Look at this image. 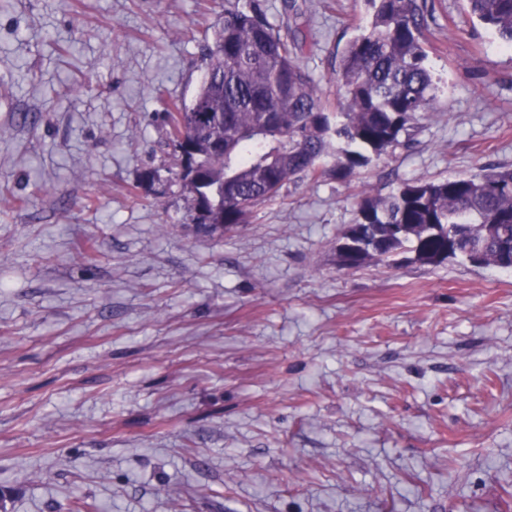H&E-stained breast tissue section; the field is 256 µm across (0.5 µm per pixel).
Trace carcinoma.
Segmentation results:
<instances>
[{
    "instance_id": "carcinoma-1",
    "label": "carcinoma",
    "mask_w": 512,
    "mask_h": 512,
    "mask_svg": "<svg viewBox=\"0 0 512 512\" xmlns=\"http://www.w3.org/2000/svg\"><path fill=\"white\" fill-rule=\"evenodd\" d=\"M368 17L333 69L338 105L322 99L301 64L303 43L269 20L263 0L224 6L199 54L188 99L164 113L175 162L169 181L187 194L197 231L224 236L290 183H349L372 161L412 141L436 99L427 67L425 8L417 0H364ZM470 15L512 46V0H467ZM336 247V264L396 267L405 253L439 266L472 255L512 270V169L411 179L386 196L364 190Z\"/></svg>"
}]
</instances>
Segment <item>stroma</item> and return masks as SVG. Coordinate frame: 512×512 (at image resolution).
I'll use <instances>...</instances> for the list:
<instances>
[{"instance_id":"obj_1","label":"stroma","mask_w":512,"mask_h":512,"mask_svg":"<svg viewBox=\"0 0 512 512\" xmlns=\"http://www.w3.org/2000/svg\"><path fill=\"white\" fill-rule=\"evenodd\" d=\"M427 6L410 146L211 237L148 174L224 0H0V512H512V271L336 266L363 190L512 168V48ZM303 10L336 100L364 2Z\"/></svg>"}]
</instances>
